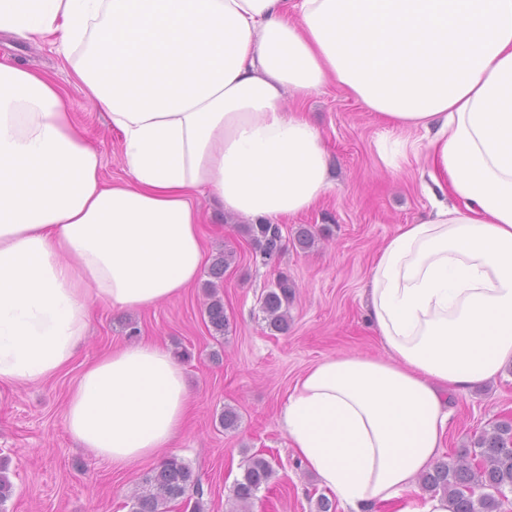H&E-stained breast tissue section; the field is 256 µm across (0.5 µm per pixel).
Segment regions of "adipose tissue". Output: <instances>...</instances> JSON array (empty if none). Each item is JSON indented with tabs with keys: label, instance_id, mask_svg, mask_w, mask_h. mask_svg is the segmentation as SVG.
<instances>
[{
	"label": "adipose tissue",
	"instance_id": "adipose-tissue-1",
	"mask_svg": "<svg viewBox=\"0 0 512 512\" xmlns=\"http://www.w3.org/2000/svg\"><path fill=\"white\" fill-rule=\"evenodd\" d=\"M0 32L48 41L68 67L63 85L0 61V385L66 369L95 305L193 287L199 194L256 223L315 208L329 151L301 104L327 86L376 112L385 153L419 143L429 216L366 279L386 358H322L280 415L351 512L413 492L448 394L512 360V0H0ZM71 88L120 133L125 179H103ZM188 409L182 366L144 338L85 365L65 428L125 470L169 447Z\"/></svg>",
	"mask_w": 512,
	"mask_h": 512
}]
</instances>
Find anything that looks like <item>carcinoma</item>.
Wrapping results in <instances>:
<instances>
[{
    "label": "carcinoma",
    "mask_w": 512,
    "mask_h": 512,
    "mask_svg": "<svg viewBox=\"0 0 512 512\" xmlns=\"http://www.w3.org/2000/svg\"><path fill=\"white\" fill-rule=\"evenodd\" d=\"M244 232L264 258L282 251V232L277 224L260 222L244 225ZM234 254H219L212 264L206 283L210 301L205 314L213 331L222 336L229 321L224 301L217 295L216 282L223 280L224 270ZM293 285L288 277L279 276L274 289L267 292L262 309L268 326L277 331L288 329V304ZM473 453H464L448 462H438L419 475L420 489L440 493L448 498L451 512H500L505 489L512 490V421H501L492 430L483 431L471 440ZM274 470L265 457L254 454L244 464L241 478L235 480L232 494L234 512H249L257 492L269 485ZM144 489L132 498L130 512H166V505L182 499L192 490L203 496V489L193 469L178 457L166 456L144 478Z\"/></svg>",
    "instance_id": "obj_1"
}]
</instances>
